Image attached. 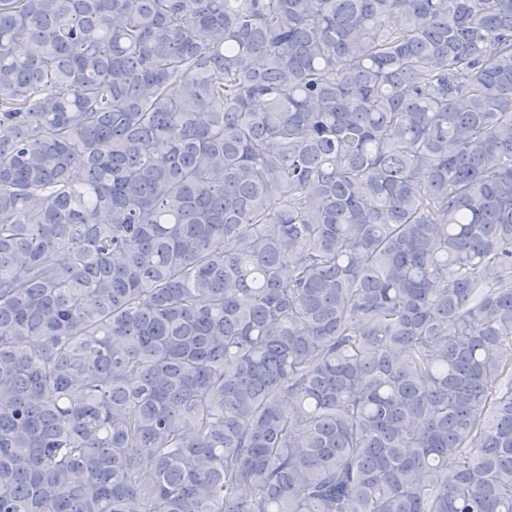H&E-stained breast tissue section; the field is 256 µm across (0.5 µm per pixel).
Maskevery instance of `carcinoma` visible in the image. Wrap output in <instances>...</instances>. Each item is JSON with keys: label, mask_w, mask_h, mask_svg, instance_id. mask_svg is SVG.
I'll return each mask as SVG.
<instances>
[{"label": "carcinoma", "mask_w": 512, "mask_h": 512, "mask_svg": "<svg viewBox=\"0 0 512 512\" xmlns=\"http://www.w3.org/2000/svg\"><path fill=\"white\" fill-rule=\"evenodd\" d=\"M0 512H512V0H0Z\"/></svg>", "instance_id": "obj_1"}]
</instances>
